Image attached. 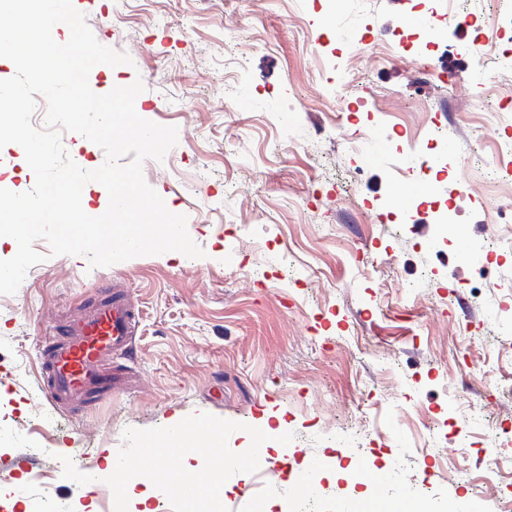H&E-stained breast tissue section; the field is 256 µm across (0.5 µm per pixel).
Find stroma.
I'll use <instances>...</instances> for the list:
<instances>
[{"instance_id": "35a3bbf8", "label": "stroma", "mask_w": 512, "mask_h": 512, "mask_svg": "<svg viewBox=\"0 0 512 512\" xmlns=\"http://www.w3.org/2000/svg\"><path fill=\"white\" fill-rule=\"evenodd\" d=\"M73 3L132 59L91 70V89L142 80L137 113L177 127L142 172L204 255L92 268L35 242L44 261L0 295V512H31L36 495L49 512H113L104 459L124 430L196 413L269 436L277 483L233 475L223 501L237 512H338L357 483L373 512L512 499V347L496 343L512 333V155L497 154L512 126L476 108L512 101V70L494 61L512 57L499 27L512 0ZM430 12L450 54L411 23ZM428 56L440 76L422 81ZM34 185L17 145L1 149L0 188ZM451 201L447 231L415 223ZM104 286L141 310L135 354L117 361L123 388L76 415L48 403L35 362ZM338 451L375 454L388 481L336 471ZM65 456L92 482L64 478Z\"/></svg>"}]
</instances>
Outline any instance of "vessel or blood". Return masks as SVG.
<instances>
[{
	"mask_svg": "<svg viewBox=\"0 0 512 512\" xmlns=\"http://www.w3.org/2000/svg\"><path fill=\"white\" fill-rule=\"evenodd\" d=\"M139 311L119 290L90 314L69 321L40 352L49 403L79 413L110 397L114 356L130 355Z\"/></svg>",
	"mask_w": 512,
	"mask_h": 512,
	"instance_id": "obj_1",
	"label": "vessel or blood"
}]
</instances>
